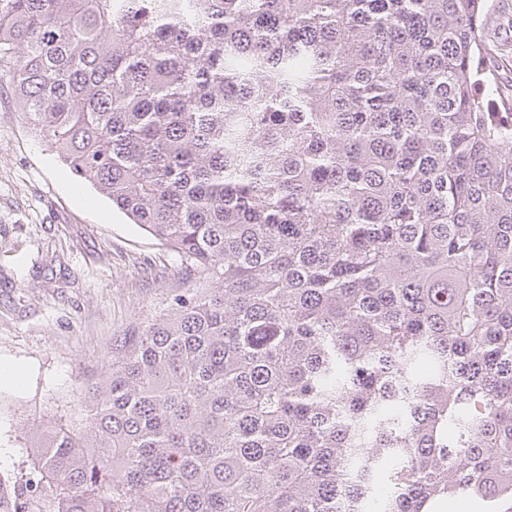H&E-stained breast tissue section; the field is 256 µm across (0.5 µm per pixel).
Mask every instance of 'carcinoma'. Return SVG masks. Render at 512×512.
<instances>
[{
    "mask_svg": "<svg viewBox=\"0 0 512 512\" xmlns=\"http://www.w3.org/2000/svg\"><path fill=\"white\" fill-rule=\"evenodd\" d=\"M488 0H0V84L188 287L0 512L512 501ZM386 483L374 475L385 462Z\"/></svg>",
    "mask_w": 512,
    "mask_h": 512,
    "instance_id": "cac0c4a2",
    "label": "carcinoma"
}]
</instances>
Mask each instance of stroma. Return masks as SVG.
Returning a JSON list of instances; mask_svg holds the SVG:
<instances>
[{"mask_svg": "<svg viewBox=\"0 0 512 512\" xmlns=\"http://www.w3.org/2000/svg\"><path fill=\"white\" fill-rule=\"evenodd\" d=\"M494 74L512 79V0H492ZM176 256L81 183L0 85V477L33 481L39 433L80 428L81 401L119 336L165 308Z\"/></svg>", "mask_w": 512, "mask_h": 512, "instance_id": "1", "label": "stroma"}]
</instances>
